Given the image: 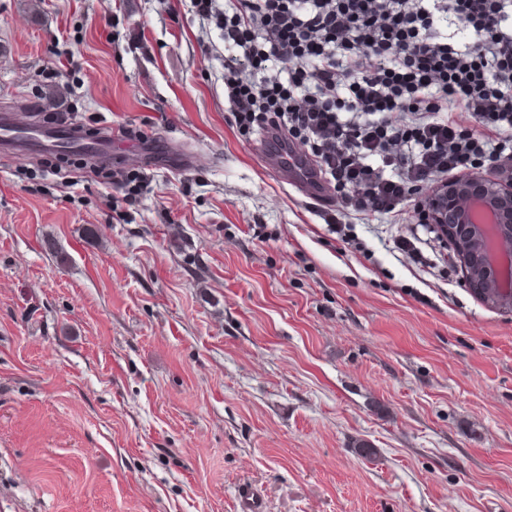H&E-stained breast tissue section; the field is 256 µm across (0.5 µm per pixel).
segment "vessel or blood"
<instances>
[{
	"instance_id": "vessel-or-blood-1",
	"label": "vessel or blood",
	"mask_w": 512,
	"mask_h": 512,
	"mask_svg": "<svg viewBox=\"0 0 512 512\" xmlns=\"http://www.w3.org/2000/svg\"><path fill=\"white\" fill-rule=\"evenodd\" d=\"M122 132H113L104 139H86L82 126L76 122L62 120L55 129L26 132L10 113L0 114V149L27 156L44 152L46 148H76L89 154L97 166L103 167L112 160V146L121 140ZM260 150L277 169L283 183L301 189L306 195L315 197L325 190L322 176L314 162L302 150L288 145L278 132L264 133ZM143 156L148 162L162 164L177 171L195 168L192 157L178 150L167 140L150 136L146 139ZM239 512H266L262 495L252 487L244 486L238 491Z\"/></svg>"
}]
</instances>
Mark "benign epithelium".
<instances>
[{
	"label": "benign epithelium",
	"instance_id": "obj_1",
	"mask_svg": "<svg viewBox=\"0 0 512 512\" xmlns=\"http://www.w3.org/2000/svg\"><path fill=\"white\" fill-rule=\"evenodd\" d=\"M426 223L452 242L467 284L512 294L491 257L512 256V176L470 173L439 185L425 202Z\"/></svg>",
	"mask_w": 512,
	"mask_h": 512
}]
</instances>
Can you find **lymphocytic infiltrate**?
<instances>
[{
	"label": "lymphocytic infiltrate",
	"instance_id": "obj_1",
	"mask_svg": "<svg viewBox=\"0 0 512 512\" xmlns=\"http://www.w3.org/2000/svg\"><path fill=\"white\" fill-rule=\"evenodd\" d=\"M190 4L224 37L236 127L306 146L348 215L396 212L434 177L512 168V0Z\"/></svg>",
	"mask_w": 512,
	"mask_h": 512
}]
</instances>
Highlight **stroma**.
<instances>
[{
	"label": "stroma",
	"mask_w": 512,
	"mask_h": 512,
	"mask_svg": "<svg viewBox=\"0 0 512 512\" xmlns=\"http://www.w3.org/2000/svg\"><path fill=\"white\" fill-rule=\"evenodd\" d=\"M189 0H0V113L197 169L0 155V512H512V311L399 213L328 230L224 110ZM417 231L427 266L395 248ZM145 139L146 147L142 156L149 163H160L167 169L177 171L189 170L197 166L192 157L178 150L172 142L155 136H146ZM239 512H266L267 507L262 495L252 487L243 486L238 490Z\"/></svg>",
	"instance_id": "obj_1"
}]
</instances>
